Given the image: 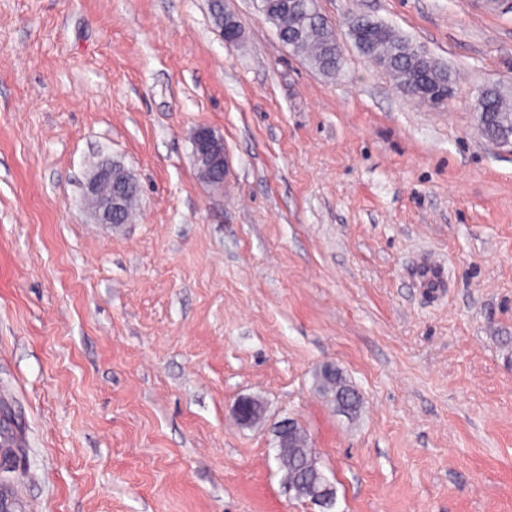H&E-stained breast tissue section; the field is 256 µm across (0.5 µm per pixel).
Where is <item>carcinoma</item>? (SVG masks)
Returning <instances> with one entry per match:
<instances>
[{
	"mask_svg": "<svg viewBox=\"0 0 512 512\" xmlns=\"http://www.w3.org/2000/svg\"><path fill=\"white\" fill-rule=\"evenodd\" d=\"M261 11L276 27L280 41L296 52L306 54L310 65L326 75L340 69L332 28L320 15L317 0H261ZM350 34L363 55L386 70L408 94L439 106L434 92L452 86L451 74L434 58L415 48L391 27L364 15L348 20ZM475 112L482 135L488 139L512 137V98L499 87H486L477 97ZM317 390L344 412L352 414L360 406L357 390L342 372L331 364L321 366L315 375ZM311 451L306 430L296 427L288 446L277 456L279 467L312 478L306 465ZM20 449L13 435L0 432V463L15 467Z\"/></svg>",
	"mask_w": 512,
	"mask_h": 512,
	"instance_id": "1",
	"label": "carcinoma"
}]
</instances>
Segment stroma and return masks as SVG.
I'll return each mask as SVG.
<instances>
[{"mask_svg":"<svg viewBox=\"0 0 512 512\" xmlns=\"http://www.w3.org/2000/svg\"><path fill=\"white\" fill-rule=\"evenodd\" d=\"M0 0V426L12 512H320L288 491L296 419L330 512H512V150L478 130L512 92L503 0H318L319 73L260 0ZM366 14L453 77L434 107L355 46ZM224 140L200 179L198 127ZM104 156L132 223L81 201ZM444 286L422 288V268ZM323 364L358 389L340 413ZM255 397L261 422L232 408ZM475 112L482 135L491 139L512 137V103L499 87H486L477 97ZM192 152L199 176L211 184L220 183L224 170L223 139L209 127H198L192 138ZM317 390L336 407L348 414L356 413L360 406L357 390L348 383L342 372L331 364L321 366L315 375ZM354 394L346 406L342 405L345 393ZM290 425L291 420L284 419L274 426V435L277 439V452L282 448L284 442L288 438V428ZM311 449L306 430L297 425L288 442V446L282 448L280 450V455L276 457L279 467L284 469L286 473L288 472V476L294 471L297 474H304L300 480L307 478L308 482H310L312 473L307 471V462L309 460Z\"/></svg>","mask_w":512,"mask_h":512,"instance_id":"obj_1","label":"stroma"}]
</instances>
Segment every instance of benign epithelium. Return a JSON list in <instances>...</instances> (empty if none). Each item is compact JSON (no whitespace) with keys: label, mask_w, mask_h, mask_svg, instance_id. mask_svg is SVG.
<instances>
[{"label":"benign epithelium","mask_w":512,"mask_h":512,"mask_svg":"<svg viewBox=\"0 0 512 512\" xmlns=\"http://www.w3.org/2000/svg\"><path fill=\"white\" fill-rule=\"evenodd\" d=\"M192 152L199 176L211 183H220L224 170V142L205 126L197 128L192 138ZM136 179L123 167L104 164L94 168L83 187L85 207L94 223L110 227L123 222L124 202ZM251 397H242L233 406V413L242 425L256 418Z\"/></svg>","instance_id":"1"}]
</instances>
